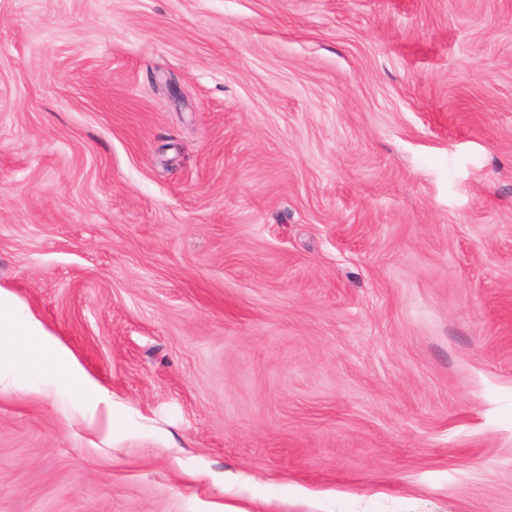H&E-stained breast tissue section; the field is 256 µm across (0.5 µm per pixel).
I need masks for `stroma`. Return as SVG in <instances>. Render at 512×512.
<instances>
[{
	"label": "stroma",
	"mask_w": 512,
	"mask_h": 512,
	"mask_svg": "<svg viewBox=\"0 0 512 512\" xmlns=\"http://www.w3.org/2000/svg\"><path fill=\"white\" fill-rule=\"evenodd\" d=\"M0 283V512H512V0H0ZM55 391L87 398L83 419L92 425L100 410L118 422L123 407L90 376L71 351L8 288L0 286V392Z\"/></svg>",
	"instance_id": "obj_1"
}]
</instances>
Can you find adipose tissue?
<instances>
[{"label": "adipose tissue", "mask_w": 512, "mask_h": 512, "mask_svg": "<svg viewBox=\"0 0 512 512\" xmlns=\"http://www.w3.org/2000/svg\"><path fill=\"white\" fill-rule=\"evenodd\" d=\"M55 391L87 398L83 418L99 411L120 419L122 406L90 376L71 351L10 290L0 286V392Z\"/></svg>", "instance_id": "1"}]
</instances>
